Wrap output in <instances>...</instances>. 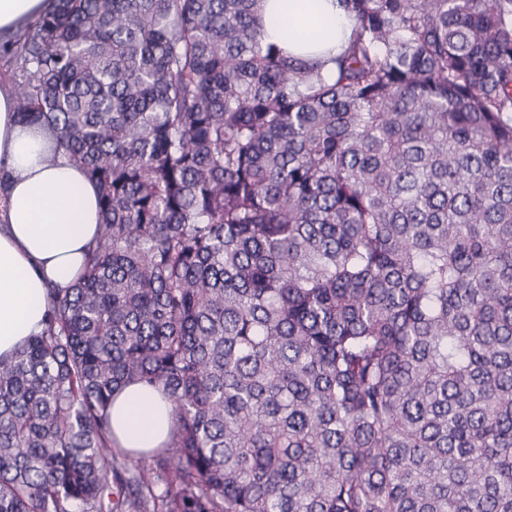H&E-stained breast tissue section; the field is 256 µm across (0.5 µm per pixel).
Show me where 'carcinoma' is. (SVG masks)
Listing matches in <instances>:
<instances>
[{"label":"carcinoma","mask_w":512,"mask_h":512,"mask_svg":"<svg viewBox=\"0 0 512 512\" xmlns=\"http://www.w3.org/2000/svg\"><path fill=\"white\" fill-rule=\"evenodd\" d=\"M340 3L331 75L260 0H54L6 47L101 221L0 359V512H512V0ZM170 403L164 396L140 384L130 385L112 402V432L123 448L148 451L167 439Z\"/></svg>","instance_id":"cac0c4a2"}]
</instances>
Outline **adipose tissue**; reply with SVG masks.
I'll list each match as a JSON object with an SVG mask.
<instances>
[{
  "label": "adipose tissue",
  "mask_w": 512,
  "mask_h": 512,
  "mask_svg": "<svg viewBox=\"0 0 512 512\" xmlns=\"http://www.w3.org/2000/svg\"><path fill=\"white\" fill-rule=\"evenodd\" d=\"M53 7V0H0V40ZM302 13L315 23L307 41L264 27V40L289 54L324 60L346 48L352 33L349 15L337 0H308ZM0 357L11 356L42 327L48 284L65 288L80 275L85 254L97 234V189L65 155L49 157L45 141L21 121L15 95L0 85ZM170 404L153 389L134 384L114 399L112 432L122 447L148 451L160 447L170 429Z\"/></svg>",
  "instance_id": "ef3b65f1"
}]
</instances>
